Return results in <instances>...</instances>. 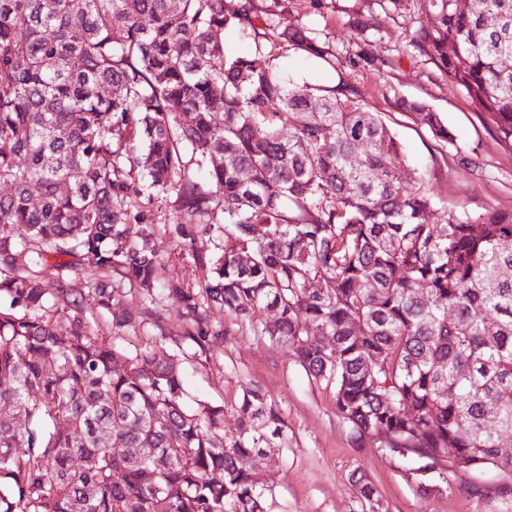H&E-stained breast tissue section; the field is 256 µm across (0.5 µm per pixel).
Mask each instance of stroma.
Segmentation results:
<instances>
[{
    "label": "stroma",
    "instance_id": "35a3bbf8",
    "mask_svg": "<svg viewBox=\"0 0 512 512\" xmlns=\"http://www.w3.org/2000/svg\"><path fill=\"white\" fill-rule=\"evenodd\" d=\"M327 2L324 16L309 15L308 21L326 33L340 54L355 51L361 42L350 23L354 12L376 16L382 38L369 48L370 63L343 60L337 69L328 70L315 57L292 51L278 60L279 74L293 83L331 87L342 82L356 89L364 108L392 126L408 158L429 169L430 193L446 207L512 210V151L495 143L460 90L404 46L403 20L381 12L371 0ZM400 97L426 101L453 131L454 145L436 147L410 115L397 109ZM212 320L228 334L222 345L204 352L183 340L180 306L165 298L155 304L140 336L162 339L180 353L190 395L225 405L226 434L235 431L231 407L243 384L261 387L277 404L292 439L287 447L272 449L255 461L256 471L272 487L268 512H512V480L491 471L457 467L448 470L442 493L419 492L414 461L389 455L371 441L355 446L333 393L306 375L288 347L270 346L222 312H213ZM361 479L375 485L373 501L360 496Z\"/></svg>",
    "mask_w": 512,
    "mask_h": 512
}]
</instances>
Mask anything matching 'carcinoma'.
Wrapping results in <instances>:
<instances>
[{
    "instance_id": "cac0c4a2",
    "label": "carcinoma",
    "mask_w": 512,
    "mask_h": 512,
    "mask_svg": "<svg viewBox=\"0 0 512 512\" xmlns=\"http://www.w3.org/2000/svg\"><path fill=\"white\" fill-rule=\"evenodd\" d=\"M293 2L0 0V512H266L253 459L288 447L281 412L247 384L226 436L224 405L189 401L177 352L106 342L98 319L131 336L152 314L119 304L113 273L151 304L163 283L202 350L226 336L214 310L288 346L355 443L377 431L430 471L419 491L440 492L449 448L512 474V210L431 223L429 173L357 92L224 49L236 29L271 62L336 68ZM375 4L409 18L408 46L512 151V0ZM354 24L364 59L380 29ZM398 105L453 143L427 103ZM137 181L172 223L136 204ZM161 233L198 287L161 280Z\"/></svg>"
}]
</instances>
